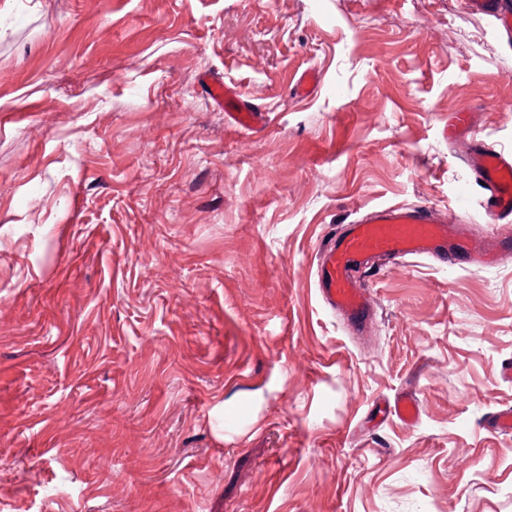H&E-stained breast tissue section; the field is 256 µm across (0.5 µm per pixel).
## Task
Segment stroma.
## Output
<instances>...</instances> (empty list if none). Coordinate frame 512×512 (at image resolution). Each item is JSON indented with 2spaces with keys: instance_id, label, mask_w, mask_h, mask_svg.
I'll return each instance as SVG.
<instances>
[{
  "instance_id": "35a3bbf8",
  "label": "stroma",
  "mask_w": 512,
  "mask_h": 512,
  "mask_svg": "<svg viewBox=\"0 0 512 512\" xmlns=\"http://www.w3.org/2000/svg\"><path fill=\"white\" fill-rule=\"evenodd\" d=\"M468 106L512 151L462 0H0V512H512V258L384 259L360 335L315 288L361 213L455 210ZM206 98L224 110L225 120L237 129L254 130L264 125L265 111L258 105L242 99L238 92L223 81L213 80L205 76Z\"/></svg>"
}]
</instances>
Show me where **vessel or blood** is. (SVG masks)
I'll return each mask as SVG.
<instances>
[{"instance_id":"vessel-or-blood-1","label":"vessel or blood","mask_w":512,"mask_h":512,"mask_svg":"<svg viewBox=\"0 0 512 512\" xmlns=\"http://www.w3.org/2000/svg\"><path fill=\"white\" fill-rule=\"evenodd\" d=\"M467 10L498 18L512 25V6L506 0H466ZM206 98L224 112L235 128L254 130L264 124L265 112L242 99L238 92L218 80H207ZM448 137L469 139L472 149L465 159L480 189V207L487 223H512V152L488 142L473 123L471 109L448 117ZM461 213L440 211L426 205L391 206L375 210L328 239L316 269V288L322 302L346 315L358 328H365L371 301L363 287L377 259L433 257L455 266L458 263L491 265L501 259V247L512 246V234L503 233L500 249L470 247L457 226Z\"/></svg>"}]
</instances>
